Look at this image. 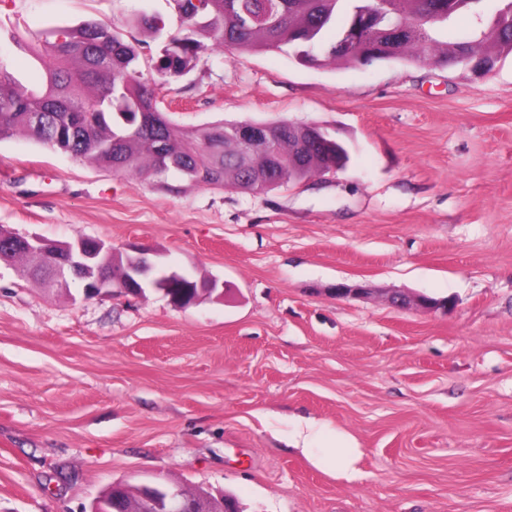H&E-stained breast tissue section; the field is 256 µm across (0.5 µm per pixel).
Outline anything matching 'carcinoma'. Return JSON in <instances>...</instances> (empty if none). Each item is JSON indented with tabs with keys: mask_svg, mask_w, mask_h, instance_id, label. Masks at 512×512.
Returning <instances> with one entry per match:
<instances>
[{
	"mask_svg": "<svg viewBox=\"0 0 512 512\" xmlns=\"http://www.w3.org/2000/svg\"><path fill=\"white\" fill-rule=\"evenodd\" d=\"M180 30L168 39L180 43L181 70L190 71L202 55L217 48L243 50L294 49L306 54L298 60L314 66L359 64L356 55L336 51V41L350 22V6L375 9L391 4L399 18L416 32L397 45H385V58L409 57L438 65L453 63L473 71L472 40L483 57L497 64L512 54V0H503L480 33L448 46L436 37L439 29L467 15L481 0H445L451 14L445 21L429 20L440 0H197L187 13L184 0H174ZM41 56L48 59L46 81L24 84L0 58V139L23 136L72 158L138 179L148 178L169 192L179 179L216 188L255 193L275 179L288 184L324 176L345 165L348 152L335 140H318L299 128L278 136L263 151L239 139L228 123L183 128L164 113L145 80L140 42L125 40L111 25L84 22L44 41ZM97 111L88 112L89 103ZM86 250L104 261L113 286L124 287L121 273L136 256L112 251L103 241L77 234ZM70 242L45 240L31 252L20 238L0 233V261L21 267L23 274L43 288L57 287L59 268L72 261ZM144 484L126 482L112 492L125 504L124 512H147Z\"/></svg>",
	"mask_w": 512,
	"mask_h": 512,
	"instance_id": "carcinoma-1",
	"label": "carcinoma"
}]
</instances>
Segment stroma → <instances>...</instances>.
Segmentation results:
<instances>
[{"mask_svg":"<svg viewBox=\"0 0 512 512\" xmlns=\"http://www.w3.org/2000/svg\"><path fill=\"white\" fill-rule=\"evenodd\" d=\"M143 12L178 27L173 0H0V50L23 80L43 70L33 32L105 22L143 41L152 80L167 39ZM167 88L179 126L315 124L350 160L265 192L170 193L0 140V226L224 283L180 309L0 264V512H86L158 475L244 512H512V54L479 79L227 48ZM307 420L317 447L355 441V480L291 448Z\"/></svg>","mask_w":512,"mask_h":512,"instance_id":"35a3bbf8","label":"stroma"}]
</instances>
